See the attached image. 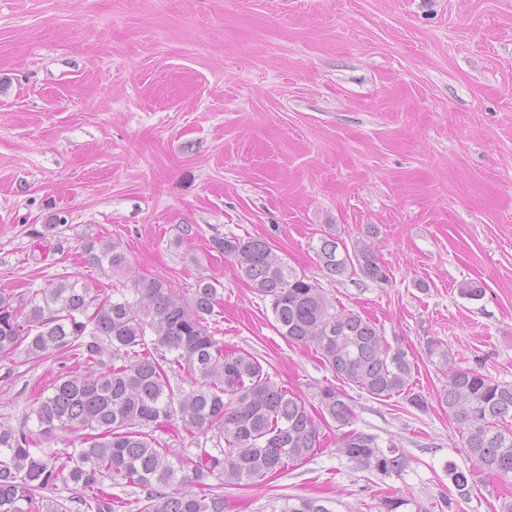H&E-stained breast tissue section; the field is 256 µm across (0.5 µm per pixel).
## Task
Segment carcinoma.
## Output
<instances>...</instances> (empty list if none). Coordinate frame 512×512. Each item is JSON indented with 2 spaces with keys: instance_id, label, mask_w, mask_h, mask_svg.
<instances>
[{
  "instance_id": "obj_1",
  "label": "carcinoma",
  "mask_w": 512,
  "mask_h": 512,
  "mask_svg": "<svg viewBox=\"0 0 512 512\" xmlns=\"http://www.w3.org/2000/svg\"><path fill=\"white\" fill-rule=\"evenodd\" d=\"M213 248L269 300L275 328L289 343L316 347L336 375L377 399L402 395L412 407L428 408L412 391L415 361L403 342H389L375 322L334 307L270 242L226 236ZM85 255L87 264L113 274L127 266L116 243H90ZM316 257L332 275L390 279L366 239L349 247L326 238ZM220 286L200 281L186 298L171 281L145 274L109 293L60 280L24 303L0 294L1 357L21 353L35 362L65 353L84 366L58 375L32 408L44 439L78 434L81 447L39 448L32 432L0 426V512H116L134 503L138 512H226L224 492L206 480L236 488L302 464L321 448L331 421L348 428L339 451L355 468L402 475L404 453L349 429L351 409L334 388H320L314 406L273 381L254 355L224 351L215 318ZM438 402L477 469L512 474V382L452 367ZM179 425L214 434V448L179 452L156 436ZM446 470L457 495L468 497L473 474L451 462ZM60 482L69 487L66 498L53 496ZM114 486L134 488V498L113 494ZM278 512L334 510L325 499L297 497Z\"/></svg>"
}]
</instances>
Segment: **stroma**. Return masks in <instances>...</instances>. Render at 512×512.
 <instances>
[{
    "label": "stroma",
    "mask_w": 512,
    "mask_h": 512,
    "mask_svg": "<svg viewBox=\"0 0 512 512\" xmlns=\"http://www.w3.org/2000/svg\"><path fill=\"white\" fill-rule=\"evenodd\" d=\"M65 218L43 235L54 215ZM268 240L334 306L413 352V389L376 399L289 344L270 305L212 246ZM369 238L387 284L332 275L321 240ZM119 243L134 276L189 292L224 286L225 346L305 397L331 385L354 429L402 448V476L323 450L226 490L232 512L320 497L334 512H501L512 475L469 469L438 404L447 366L512 382V0H0V293L26 301L61 279L111 287L89 242ZM468 281L486 294L460 295ZM435 339L449 364L428 358ZM70 356L0 357V425L35 429L34 399Z\"/></svg>",
    "instance_id": "stroma-1"
}]
</instances>
